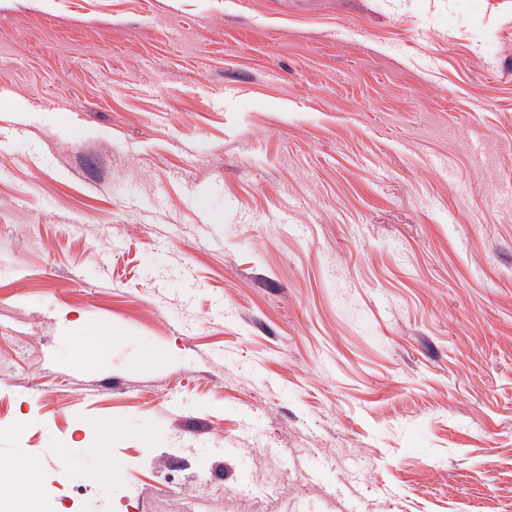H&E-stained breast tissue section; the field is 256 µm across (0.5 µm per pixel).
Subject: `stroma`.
<instances>
[{
	"label": "stroma",
	"instance_id": "obj_1",
	"mask_svg": "<svg viewBox=\"0 0 512 512\" xmlns=\"http://www.w3.org/2000/svg\"><path fill=\"white\" fill-rule=\"evenodd\" d=\"M27 463L18 512H512V0H0Z\"/></svg>",
	"mask_w": 512,
	"mask_h": 512
}]
</instances>
